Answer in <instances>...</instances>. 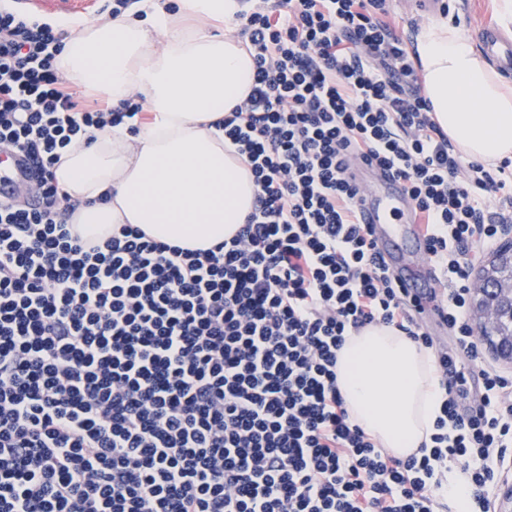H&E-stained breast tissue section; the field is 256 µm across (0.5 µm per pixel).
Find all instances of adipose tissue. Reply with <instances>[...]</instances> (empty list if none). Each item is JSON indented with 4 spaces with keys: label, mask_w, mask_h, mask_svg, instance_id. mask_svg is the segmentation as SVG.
Here are the masks:
<instances>
[{
    "label": "adipose tissue",
    "mask_w": 512,
    "mask_h": 512,
    "mask_svg": "<svg viewBox=\"0 0 512 512\" xmlns=\"http://www.w3.org/2000/svg\"><path fill=\"white\" fill-rule=\"evenodd\" d=\"M175 2L174 15L135 0L119 17L77 23L58 59L72 84L116 104L142 95L151 115L137 133L112 127L63 153L56 178L83 235L135 224L207 249L236 234L252 208V177L213 126L254 82L255 61L234 21L240 5ZM414 49L434 118L463 157L512 161V87L446 18L421 23ZM336 373L352 419L390 453L408 456L429 439L442 390L431 355L404 333L370 325L347 337Z\"/></svg>",
    "instance_id": "adipose-tissue-1"
}]
</instances>
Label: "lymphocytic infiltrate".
Returning <instances> with one entry per match:
<instances>
[{"instance_id": "1", "label": "lymphocytic infiltrate", "mask_w": 512, "mask_h": 512, "mask_svg": "<svg viewBox=\"0 0 512 512\" xmlns=\"http://www.w3.org/2000/svg\"><path fill=\"white\" fill-rule=\"evenodd\" d=\"M241 2L254 83L215 127L254 203L237 234L190 250L133 224L75 232L62 151L148 114L136 95L87 103L56 67L63 32L0 0V150L32 170L0 200V512H441L454 468L490 512L512 377L483 365L465 316L468 247L512 223V167L455 150L390 0ZM358 160L405 183L456 351L482 371L468 415L446 391L406 457L337 383L366 326L433 347L359 222Z\"/></svg>"}]
</instances>
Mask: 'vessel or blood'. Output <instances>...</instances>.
<instances>
[{
    "mask_svg": "<svg viewBox=\"0 0 512 512\" xmlns=\"http://www.w3.org/2000/svg\"><path fill=\"white\" fill-rule=\"evenodd\" d=\"M94 0H19L24 9L89 13ZM475 34L485 54L500 70L512 74V34L494 24L477 26ZM352 172L365 192L359 204L361 223L371 225L379 253L388 272L410 303L423 330L434 333L445 327L444 299L437 274L427 259L426 227L405 188L377 166L357 163ZM28 171L17 155H0V196L25 187Z\"/></svg>",
    "mask_w": 512,
    "mask_h": 512,
    "instance_id": "obj_1",
    "label": "vessel or blood"
}]
</instances>
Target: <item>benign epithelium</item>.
Instances as JSON below:
<instances>
[{"instance_id": "1", "label": "benign epithelium", "mask_w": 512, "mask_h": 512, "mask_svg": "<svg viewBox=\"0 0 512 512\" xmlns=\"http://www.w3.org/2000/svg\"><path fill=\"white\" fill-rule=\"evenodd\" d=\"M469 308L477 340L490 355L512 364V236L506 235L473 275Z\"/></svg>"}]
</instances>
